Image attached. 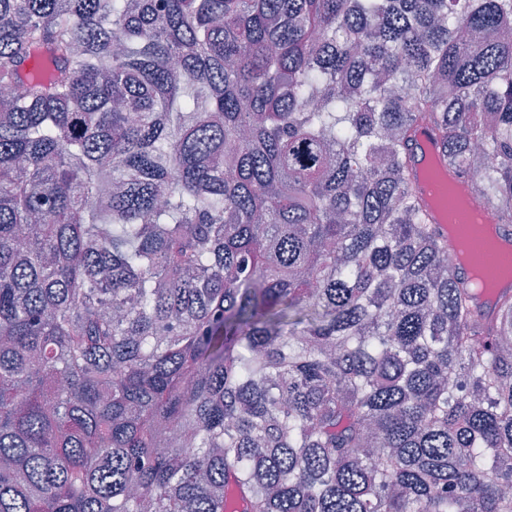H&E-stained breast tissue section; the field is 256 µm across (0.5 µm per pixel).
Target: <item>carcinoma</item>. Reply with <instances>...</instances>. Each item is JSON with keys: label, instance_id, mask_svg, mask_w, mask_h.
I'll return each mask as SVG.
<instances>
[{"label": "carcinoma", "instance_id": "carcinoma-1", "mask_svg": "<svg viewBox=\"0 0 512 512\" xmlns=\"http://www.w3.org/2000/svg\"><path fill=\"white\" fill-rule=\"evenodd\" d=\"M512 0H0V512H512ZM486 39L471 44L463 31ZM418 142H419L420 146L422 145V147H423V150L425 152V157L427 154H429V155L436 154L437 157L439 158L440 164L443 167H445L446 169H449L453 173L454 179H455L454 185L456 186V188L461 189V190H465L467 188V184L469 181L468 178L458 175V173L455 170L448 168V164L446 163V161L444 160L443 155H442V149H441L440 145L438 144V142H436L433 133L429 129H422L419 132ZM448 200H451L452 212L445 215L448 239L454 243L453 259L468 274L469 278L483 297L503 283L512 281V262H507L501 268L489 266L485 254L495 249L496 235L494 226L483 224L482 216L471 208L470 202L459 196L453 185L448 183ZM457 213L468 216L469 228L465 230L457 220ZM479 230L480 246L475 245L473 231ZM491 270L494 274H491Z\"/></svg>", "mask_w": 512, "mask_h": 512}]
</instances>
